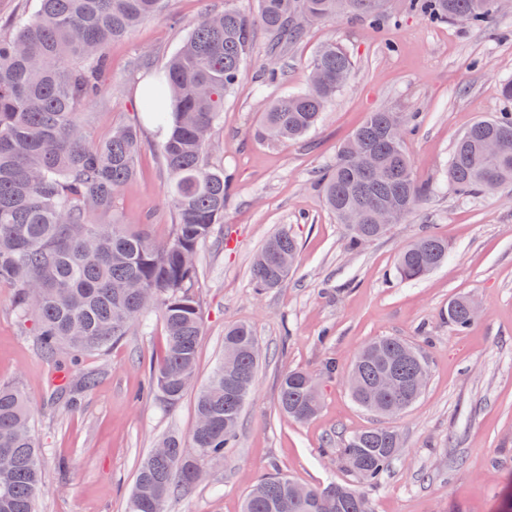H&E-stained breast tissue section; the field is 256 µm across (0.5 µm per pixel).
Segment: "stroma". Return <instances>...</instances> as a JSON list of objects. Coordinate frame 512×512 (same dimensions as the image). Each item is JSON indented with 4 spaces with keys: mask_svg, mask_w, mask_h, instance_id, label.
Segmentation results:
<instances>
[{
    "mask_svg": "<svg viewBox=\"0 0 512 512\" xmlns=\"http://www.w3.org/2000/svg\"><path fill=\"white\" fill-rule=\"evenodd\" d=\"M223 7L224 0H169L162 14L107 47L108 85L85 107L86 132L95 141L111 137L116 125H141L137 176L114 210L147 225L159 241L172 222L168 174L155 132L143 122L140 92L201 13ZM329 40L353 57L348 85L303 140L256 141L251 130L264 108L307 89L308 64ZM268 58L267 36L255 28L253 50L215 129L219 151L211 162L223 167L230 197L223 224L199 252L196 288L204 310L197 386L224 355L225 327L246 322L261 350L254 393L240 416L236 448L205 462V480L169 501L167 512H241L247 492L277 472L318 487L352 482L340 450L380 420L351 400L326 363L348 364L379 336L419 344L430 378L412 408L390 422L404 448L381 484L365 488L372 512H502L512 485V186L461 199L449 193L444 174L470 125L512 111L501 92L512 78V7L474 27L431 22L408 11L404 0H390L381 26L344 17L310 27L273 83L266 79ZM381 108L416 114L405 151L433 191L385 236L353 252L323 205L316 177L367 113ZM284 228L299 241L298 267L280 287L256 291L252 259ZM428 233L447 239V263L419 281H397L398 252ZM12 295L0 286V381L18 384L29 399L42 450L36 512H128L141 459L167 436L188 439L196 421L195 392L171 408L147 392L164 345L161 319L147 313L144 326L107 351H67L56 368L38 352L33 326L18 318ZM460 295L481 306L461 334L448 325V301ZM94 367V387L70 409L56 374L74 381ZM291 368L321 382V410L305 423L278 408L280 377Z\"/></svg>",
    "mask_w": 512,
    "mask_h": 512,
    "instance_id": "35a3bbf8",
    "label": "stroma"
}]
</instances>
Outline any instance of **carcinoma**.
I'll return each mask as SVG.
<instances>
[{
  "instance_id": "obj_1",
  "label": "carcinoma",
  "mask_w": 512,
  "mask_h": 512,
  "mask_svg": "<svg viewBox=\"0 0 512 512\" xmlns=\"http://www.w3.org/2000/svg\"><path fill=\"white\" fill-rule=\"evenodd\" d=\"M166 0H36L32 13L0 28V283L13 288L18 316L32 320L44 358L63 348L97 351L126 335L149 311L164 326V347L151 368L148 392L166 406L191 388L202 336L196 295L197 253L224 223L229 182L224 169L206 164L216 150L211 134L224 96L237 83L250 55L254 26L268 36L267 77L281 75L288 46L307 28L345 15L380 22L387 0H256L252 12L230 4L204 13L163 76L149 85L141 108L166 130L158 151L169 174L168 204L174 223L162 241L134 230L113 215L116 198L136 173L142 139L121 125L93 142L80 109L102 92L108 71L105 47L156 16ZM429 15L472 26L491 22L494 0H429ZM353 71L339 43L321 45L310 63L306 91L272 102L253 137L282 143L306 135L344 88ZM415 116L387 109L368 113L336 161L319 175L327 209L342 225L348 247L402 223L432 191L420 182L404 150ZM375 163L383 176L366 175ZM448 190L461 198L512 185V113L475 122L455 145L446 172ZM112 216V223L98 218ZM296 238L284 228L255 254L254 288L282 285L297 267ZM448 260V241L424 235L400 251L395 276L416 281ZM466 298L448 301V324L457 332L473 323ZM247 323L224 329V357L196 396V425L189 444L162 440L167 451L141 461L129 512H165L168 501L195 486L202 462L235 447L239 418L253 393L259 357ZM427 367L419 349L397 336L368 342L344 376L353 400L381 418L402 415L424 389L407 385ZM384 371L403 382L388 396L374 392ZM321 406L319 384L307 371L283 372L279 410L295 422L313 418ZM398 433L389 426L362 430L346 440L341 458L357 482L376 485L400 455ZM286 476L259 481L243 512H371L365 496L346 484L307 486L298 494ZM40 459L30 430L24 392L0 383V512H34L41 491Z\"/></svg>"
}]
</instances>
